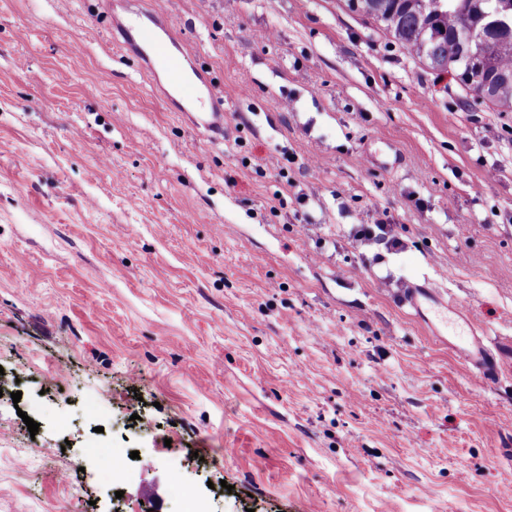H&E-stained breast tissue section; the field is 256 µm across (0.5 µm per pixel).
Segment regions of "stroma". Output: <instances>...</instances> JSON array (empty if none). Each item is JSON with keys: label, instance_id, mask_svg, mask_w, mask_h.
I'll use <instances>...</instances> for the list:
<instances>
[{"label": "stroma", "instance_id": "obj_1", "mask_svg": "<svg viewBox=\"0 0 512 512\" xmlns=\"http://www.w3.org/2000/svg\"><path fill=\"white\" fill-rule=\"evenodd\" d=\"M167 2L223 137L95 6L0 0V512H512V112L344 0ZM378 218L400 249L353 238ZM97 440L137 454L120 488ZM404 296L415 317L431 329L436 340L448 342V347L459 351L476 376L489 380L498 375L490 336L479 330L469 316L459 314L458 305L448 299L446 290L424 278L411 283ZM448 320L463 330L448 336Z\"/></svg>", "mask_w": 512, "mask_h": 512}]
</instances>
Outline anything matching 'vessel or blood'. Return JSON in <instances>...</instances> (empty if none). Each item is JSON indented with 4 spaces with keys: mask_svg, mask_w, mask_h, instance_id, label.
Instances as JSON below:
<instances>
[{
    "mask_svg": "<svg viewBox=\"0 0 512 512\" xmlns=\"http://www.w3.org/2000/svg\"><path fill=\"white\" fill-rule=\"evenodd\" d=\"M105 18L114 43L139 59L160 96L182 112L197 132L221 136L224 97L207 71L176 39V21L164 0H154L149 8L141 0H108ZM405 300L436 340L464 356L476 376L487 380L497 375L490 336L470 317L460 316L447 291L426 278L409 285Z\"/></svg>",
    "mask_w": 512,
    "mask_h": 512,
    "instance_id": "1",
    "label": "vessel or blood"
}]
</instances>
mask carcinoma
Listing matches in <instances>:
<instances>
[{
  "instance_id": "obj_1",
  "label": "carcinoma",
  "mask_w": 512,
  "mask_h": 512,
  "mask_svg": "<svg viewBox=\"0 0 512 512\" xmlns=\"http://www.w3.org/2000/svg\"><path fill=\"white\" fill-rule=\"evenodd\" d=\"M437 74L512 110V0H348Z\"/></svg>"
}]
</instances>
